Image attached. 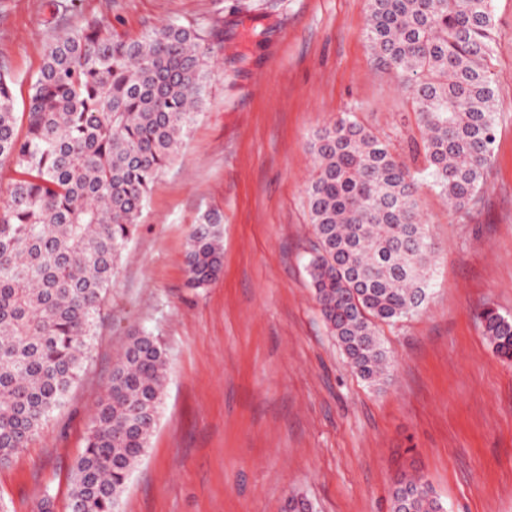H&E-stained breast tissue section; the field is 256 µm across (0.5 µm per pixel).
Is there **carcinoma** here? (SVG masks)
I'll return each instance as SVG.
<instances>
[{
  "instance_id": "1",
  "label": "carcinoma",
  "mask_w": 512,
  "mask_h": 512,
  "mask_svg": "<svg viewBox=\"0 0 512 512\" xmlns=\"http://www.w3.org/2000/svg\"><path fill=\"white\" fill-rule=\"evenodd\" d=\"M221 19L161 25L130 39L89 26L48 44L16 112L0 72V162L14 177L0 205V463L27 447L87 361L113 270L138 228L151 185L179 153L216 76ZM492 0H367L366 39L409 89L418 117L410 158L345 114L316 131L306 194L315 244L309 276L325 326L348 365L378 384L389 361L380 327L423 309L434 243L419 209L423 185L456 211L484 188L498 115L512 96L490 79ZM224 265L221 217L189 234V284ZM486 339L512 362V318L481 314ZM168 357L136 330L112 365L71 474L69 512H118L155 429ZM284 512H312L293 493ZM390 512H444L416 469L396 474Z\"/></svg>"
}]
</instances>
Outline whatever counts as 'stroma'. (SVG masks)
Segmentation results:
<instances>
[{
	"label": "stroma",
	"instance_id": "1",
	"mask_svg": "<svg viewBox=\"0 0 512 512\" xmlns=\"http://www.w3.org/2000/svg\"><path fill=\"white\" fill-rule=\"evenodd\" d=\"M224 18L220 73L175 161L155 181L112 277L80 380L11 463L0 512H35L44 485L68 512L74 464L133 329L169 363L156 427L119 512H389L392 480L418 467L445 512H512V363L483 334L512 318V108L500 112L487 183L470 209L423 189L435 244L422 311L381 338L388 377L361 379L310 285L306 186L313 132L343 114L404 153L418 121L399 76L366 45V0H0V69L18 102L53 39L95 23L136 38ZM512 93V0H494L488 59ZM223 217L224 267L187 285L186 242Z\"/></svg>",
	"mask_w": 512,
	"mask_h": 512
}]
</instances>
